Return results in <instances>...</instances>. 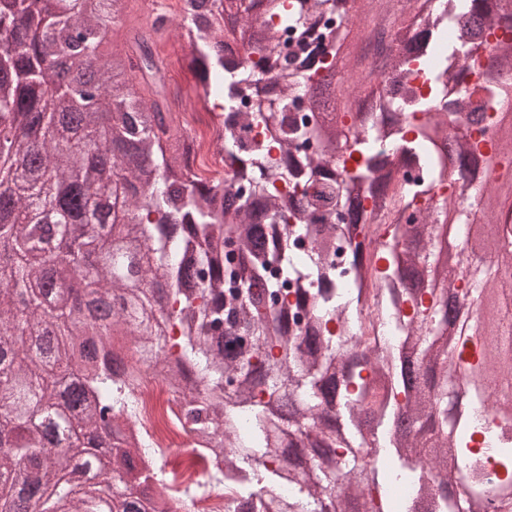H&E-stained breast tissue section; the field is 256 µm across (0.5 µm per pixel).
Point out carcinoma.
<instances>
[{
    "instance_id": "1",
    "label": "carcinoma",
    "mask_w": 512,
    "mask_h": 512,
    "mask_svg": "<svg viewBox=\"0 0 512 512\" xmlns=\"http://www.w3.org/2000/svg\"><path fill=\"white\" fill-rule=\"evenodd\" d=\"M114 0H0V512H18V488L36 496L32 512H161L152 487L153 448L132 430L138 372L118 373L116 336H132L149 367L182 397L198 437L216 440L224 465L214 482L238 496V512H386L391 489H406L401 512H512V409L492 402L493 424L478 420L492 376L512 377V322L502 294L512 286V203L487 188L484 222L497 225L493 259L475 250L465 265L443 257L439 230L470 224L457 199L402 220L385 187L402 166L451 163L433 180L468 189L485 153L465 147V130L481 128L488 101L512 98L499 78L512 65V38L487 58L480 93L448 103L426 124L402 114L425 104L404 81L436 58L432 95L464 82L463 48L485 28L507 25L502 0H442L416 32L394 30L396 49L378 67L393 75L374 129L354 74L351 30H329L315 42L307 72L293 59L250 64L228 43L263 49L275 41L264 18L306 37L325 17L357 23L356 0H221L219 26L186 30L183 60L197 77L203 104L234 97L265 70L256 111L282 146L273 170H259L247 195L230 180L191 174L192 140L169 112L165 72L149 41L133 34L120 59L125 74L99 63L105 36L122 22ZM461 16L448 42V14ZM346 84L334 99L336 121L310 98L323 74ZM298 89L310 122L288 107ZM78 103L79 136L66 134L63 104ZM496 113L494 157L512 174V130ZM314 140L316 156L296 157ZM270 141L244 145L230 158L233 175H252ZM347 155L331 162L333 153ZM346 217L339 226L332 214ZM310 245L300 264L288 238ZM466 268L469 287L439 285ZM161 282L158 304L144 285ZM82 284L116 305L107 323L78 310ZM370 330L394 326L395 343L371 347L356 335L362 308ZM104 348L92 363L78 348ZM76 376L91 403L73 412L62 381ZM252 420L248 433L239 419ZM408 419L415 430L405 432ZM112 438V477L101 479L97 441ZM493 453L499 476L480 460Z\"/></svg>"
}]
</instances>
